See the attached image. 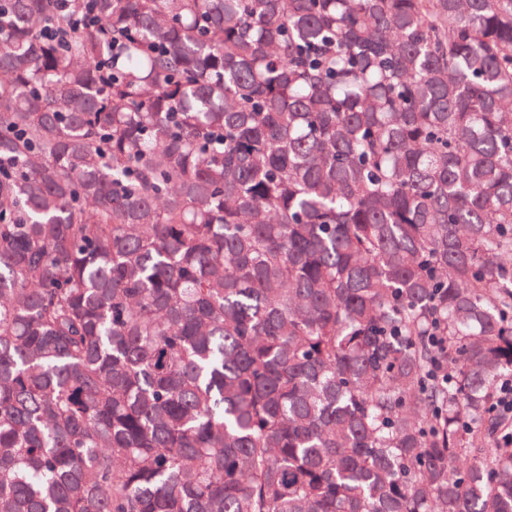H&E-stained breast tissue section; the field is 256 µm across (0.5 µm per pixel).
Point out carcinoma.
Here are the masks:
<instances>
[{
    "mask_svg": "<svg viewBox=\"0 0 512 512\" xmlns=\"http://www.w3.org/2000/svg\"><path fill=\"white\" fill-rule=\"evenodd\" d=\"M0 0V512H512V0Z\"/></svg>",
    "mask_w": 512,
    "mask_h": 512,
    "instance_id": "obj_1",
    "label": "carcinoma"
}]
</instances>
